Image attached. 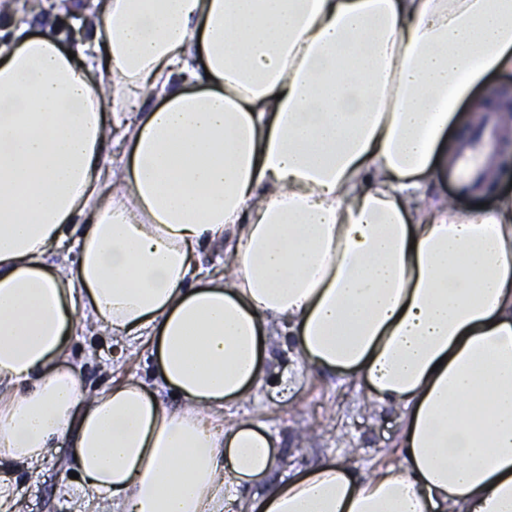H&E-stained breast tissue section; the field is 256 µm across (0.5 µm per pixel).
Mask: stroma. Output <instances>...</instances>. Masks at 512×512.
<instances>
[{
  "mask_svg": "<svg viewBox=\"0 0 512 512\" xmlns=\"http://www.w3.org/2000/svg\"><path fill=\"white\" fill-rule=\"evenodd\" d=\"M436 190L463 215L493 209L500 198L512 196V184L506 182L494 194L464 192L451 171L439 177ZM267 343L262 384L224 418L252 421L276 438L278 463L270 482L324 462L363 472L400 461L397 409L368 401L365 387L346 376L299 367L292 338L281 326L273 327ZM68 359L79 364L78 376L90 390L106 387L115 377L150 385L157 375L155 341L146 336L117 340L80 331L70 340ZM70 458L65 442L39 465L0 467L11 477L17 512H74V500L57 492L59 482L71 478Z\"/></svg>",
  "mask_w": 512,
  "mask_h": 512,
  "instance_id": "obj_1",
  "label": "stroma"
}]
</instances>
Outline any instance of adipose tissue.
Segmentation results:
<instances>
[{
	"label": "adipose tissue",
	"instance_id": "obj_1",
	"mask_svg": "<svg viewBox=\"0 0 512 512\" xmlns=\"http://www.w3.org/2000/svg\"><path fill=\"white\" fill-rule=\"evenodd\" d=\"M65 4L71 52L30 29L48 0H0V463L71 439L98 512H512V199L429 193L460 103L512 71V0ZM272 324L400 411L399 463L267 485L273 439L224 411ZM81 327L155 337L153 386L87 393Z\"/></svg>",
	"mask_w": 512,
	"mask_h": 512
}]
</instances>
